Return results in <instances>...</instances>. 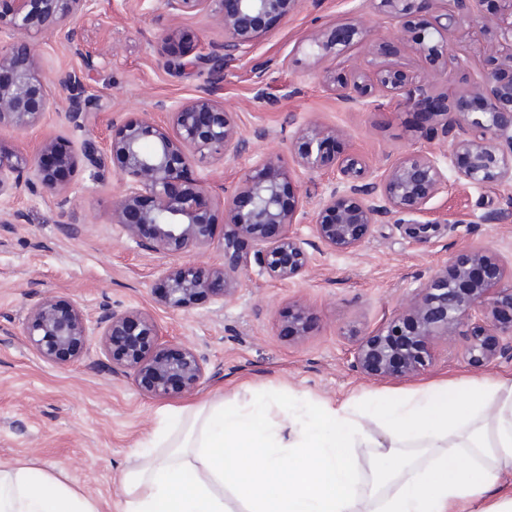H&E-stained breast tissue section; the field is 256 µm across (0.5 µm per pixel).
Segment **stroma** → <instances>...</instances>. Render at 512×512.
I'll return each instance as SVG.
<instances>
[{
	"label": "stroma",
	"mask_w": 512,
	"mask_h": 512,
	"mask_svg": "<svg viewBox=\"0 0 512 512\" xmlns=\"http://www.w3.org/2000/svg\"><path fill=\"white\" fill-rule=\"evenodd\" d=\"M487 14L480 8L449 31L448 46L464 63L444 75L411 52L400 23L378 13L371 0H298L218 84L198 61L224 44V28L214 13L175 17L163 0H93L77 24L76 39L61 33L34 37L41 77L54 103L36 126L0 130V151L32 157L53 138L79 152L91 137L98 155L93 162L79 158L67 197L38 184L0 196V464L35 463L60 474L101 512H118L122 472L167 409L262 399L270 419L304 420L323 404L349 403L359 410L367 396L387 390L512 374V358L505 356L471 364L461 336L439 344L431 366L411 378L374 380L353 366L357 339L389 322L416 288L470 247L494 248L504 271L512 270V221L486 220L512 209V189L449 180L417 217L432 227L427 242H414L406 224L392 220L374 225L357 250L336 252L313 241L319 203L336 176L305 173L289 150L303 126L318 123L343 131L333 145L337 156H356L371 176L413 150L446 158L450 146L432 135L434 118L426 108H402L382 96L375 105L348 110L324 76L396 66L456 99L481 78ZM341 24L357 27L351 43L340 53L316 55L312 35ZM172 57L180 59L181 70H168ZM257 68L266 72L261 87L253 77ZM67 71L79 73L85 96L94 102L82 127L70 122L58 83ZM205 88L234 113L249 149L193 164L189 180L206 181L220 200L260 159L280 156L290 170L284 194L299 203L296 229L310 242V267L287 283L253 267L239 276L232 300L209 296L172 310L161 300L164 258L109 221L121 191L109 142L113 126L145 113L171 127V107ZM45 294L77 300L92 317L103 305L148 311L166 327L172 348L190 347L202 357V384L189 394L153 397L133 377L113 375L110 360L95 345L77 362L42 360L22 336L20 322ZM297 303L309 313L307 334L299 339L283 328Z\"/></svg>",
	"instance_id": "1"
}]
</instances>
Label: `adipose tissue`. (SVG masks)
I'll list each match as a JSON object with an SVG mask.
<instances>
[{
    "label": "adipose tissue",
    "instance_id": "obj_1",
    "mask_svg": "<svg viewBox=\"0 0 512 512\" xmlns=\"http://www.w3.org/2000/svg\"><path fill=\"white\" fill-rule=\"evenodd\" d=\"M468 399H460V392ZM376 443L369 475L354 460ZM470 460L459 473L458 456ZM512 377L443 381L373 398L362 413L322 406L300 429L221 402L172 409L123 474L120 512H512ZM0 512H100L32 462L0 464Z\"/></svg>",
    "mask_w": 512,
    "mask_h": 512
}]
</instances>
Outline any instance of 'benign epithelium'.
I'll return each mask as SVG.
<instances>
[{
    "label": "benign epithelium",
    "instance_id": "benign-epithelium-1",
    "mask_svg": "<svg viewBox=\"0 0 512 512\" xmlns=\"http://www.w3.org/2000/svg\"><path fill=\"white\" fill-rule=\"evenodd\" d=\"M92 0H8L0 10V28L26 34H53L76 23ZM298 0H164L175 16L218 14L224 26L222 51L198 56L217 81L224 69L247 52L268 25L287 16ZM482 0H453L454 8L434 11L431 0H373L378 12L405 21L413 33V53L448 72L462 60L448 51L444 34L457 28L464 11ZM499 10L485 20L490 38L481 81L468 97L480 103L477 117L470 112L439 108L440 137L452 140L450 162L456 178L467 184L512 187V0H497ZM356 30L336 25L318 32L311 46L330 53L348 44ZM338 100L347 108L370 104L379 89L416 108L441 101L435 84L407 72L380 66L349 79L326 76ZM59 85L67 92V112L78 124L87 120L92 102L85 98L77 76L66 74ZM51 105L31 44L19 39L0 52V128L15 130L37 125ZM173 132L149 116L125 121L112 133L109 151L123 190L112 206L110 221L123 227L142 247L170 258L178 253L209 248L214 234L216 202L207 187L190 183L186 170L192 161L236 155L248 147L233 113L224 110L210 90L176 105L171 112ZM340 131L311 123L303 127L292 150L307 173L332 170L338 182L323 198L314 220L318 242L336 252L360 247L376 224L404 221L425 210L436 194L448 187V168L431 150L411 151L370 180L353 158L339 160L331 143ZM73 152L54 139L45 140L36 158L0 152V195L19 194L39 182L58 196H68L70 184L61 173L75 168ZM288 171L278 157L261 159L245 174L235 193L224 199V263L200 270L171 262L165 267L162 302L173 310L188 308L200 296L222 300L234 297L237 277L252 266L270 278L289 282L309 269L307 242L294 232L296 207L285 201ZM497 254L487 247L466 250L451 268L436 271L387 325L362 337L354 349V366L376 380L412 377L432 362V348L461 334L472 321L492 319L498 335L476 331L466 337L465 357L484 365L512 355V278L504 280ZM21 333L44 360L83 357L90 337L97 336L112 361V374L134 376L157 397L195 390L205 375L201 356L191 348L171 351L163 327L146 311L122 313L107 307L89 317L76 300L45 295L21 321ZM303 307L288 315V334L306 335ZM508 340L502 341L500 337Z\"/></svg>",
    "mask_w": 512,
    "mask_h": 512
}]
</instances>
